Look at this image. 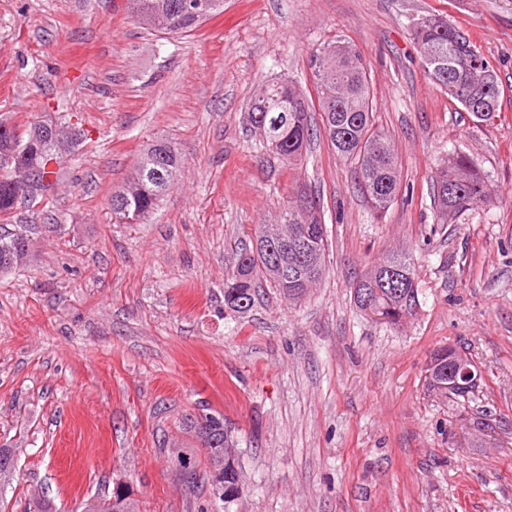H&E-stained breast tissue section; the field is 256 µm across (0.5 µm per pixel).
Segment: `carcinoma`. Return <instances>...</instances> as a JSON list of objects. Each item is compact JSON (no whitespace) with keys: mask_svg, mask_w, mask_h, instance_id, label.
I'll list each match as a JSON object with an SVG mask.
<instances>
[{"mask_svg":"<svg viewBox=\"0 0 512 512\" xmlns=\"http://www.w3.org/2000/svg\"><path fill=\"white\" fill-rule=\"evenodd\" d=\"M184 0H128L130 12L144 28L163 33L188 32L224 11V0H206L204 15H193L182 8ZM412 40L420 63L433 83L448 98L468 112L478 103L496 116L501 85L489 60L471 40L470 34L448 21L427 15L413 26ZM317 99L313 100L291 80L272 82L261 89L252 101L248 122L271 153L288 161L302 156L311 141L312 111L320 108L323 134L337 155L356 162L360 188L374 212L381 216L398 196L401 179L397 158L388 135L373 127V103L370 76L358 51L349 43H329L310 55ZM19 126L0 122V150L15 152L13 164L0 169V215L9 214L24 196L38 195L52 181L61 155L52 143L17 135ZM178 148L168 140H157L141 155L135 172L143 188L129 191L121 186L112 191V210L139 222L147 219L162 197L171 189L182 167ZM433 195L441 216L456 217L475 204L493 202V195L476 162L460 154L448 161L433 178ZM30 224L7 229L0 225V274H8L31 256ZM280 238L267 245L259 243L236 254L232 273L224 283V308L246 312L254 304L256 288L265 281L289 301L304 298L320 274L305 281L280 275L271 261L267 247H276L294 237L306 240L305 251L288 256L299 267L314 264L326 271V227L320 200L304 190L288 204L277 221ZM402 269L409 274L405 287L396 290L382 285V266ZM416 264L403 252H393L374 263L354 288V298L368 293L388 322L396 325L416 305ZM439 361L440 385L431 392L448 398V349L432 354ZM196 438L207 435L218 448L233 442L224 418L204 414L193 421ZM210 473L222 490L225 507L242 492L239 459L224 461L205 449Z\"/></svg>","mask_w":512,"mask_h":512,"instance_id":"1","label":"carcinoma"}]
</instances>
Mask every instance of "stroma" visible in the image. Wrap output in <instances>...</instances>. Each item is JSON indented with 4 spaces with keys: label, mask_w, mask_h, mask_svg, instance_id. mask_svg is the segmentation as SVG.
<instances>
[{
    "label": "stroma",
    "mask_w": 512,
    "mask_h": 512,
    "mask_svg": "<svg viewBox=\"0 0 512 512\" xmlns=\"http://www.w3.org/2000/svg\"><path fill=\"white\" fill-rule=\"evenodd\" d=\"M432 13L496 70L493 121L424 72L411 29ZM336 39L363 55L398 154L404 190L380 221L326 139L291 165L247 121L261 83L313 92L309 56ZM1 119L81 134L50 195L0 219L36 227L31 259L0 276L7 512L35 492L82 512L119 482L139 512H512V0H224L179 35L143 29L127 0H0ZM158 138L185 164L159 209L127 222L112 192ZM456 154L496 198L444 224L431 183ZM301 189L324 208L322 281L225 310L237 252ZM395 249L416 263L418 301L391 325L354 287ZM444 346L483 372L475 410L426 391ZM206 413L239 442L228 506L191 428Z\"/></svg>",
    "instance_id": "1"
}]
</instances>
